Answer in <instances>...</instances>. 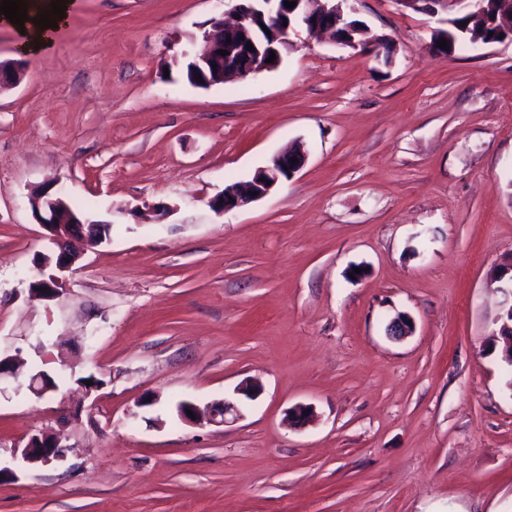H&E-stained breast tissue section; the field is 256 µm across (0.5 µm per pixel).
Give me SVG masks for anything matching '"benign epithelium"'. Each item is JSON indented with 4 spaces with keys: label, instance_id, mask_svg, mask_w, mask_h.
<instances>
[{
    "label": "benign epithelium",
    "instance_id": "obj_1",
    "mask_svg": "<svg viewBox=\"0 0 512 512\" xmlns=\"http://www.w3.org/2000/svg\"><path fill=\"white\" fill-rule=\"evenodd\" d=\"M296 5L290 9L285 0H228L233 21L224 17L210 19L204 31L205 51L192 59V64L201 75L197 85L203 88L221 85L229 74L242 78L272 70L280 65L283 53L292 46L291 34L303 27L313 37L322 33L331 36L334 43L356 49L362 45L357 36L362 29L349 20L346 9L348 0H295ZM405 8L419 13L434 15L440 11L454 14L465 13L472 20H483L482 29L471 35L485 43L494 39L487 37V30L493 29L503 35V40L512 42V0H497L499 8L489 16L485 11L486 0H398ZM253 49H248L247 44ZM226 55H220V51ZM275 55L272 63L267 62L270 55ZM217 68H212L215 63ZM297 163L290 162V159ZM306 154L295 151L279 154L270 163L259 169L253 178L245 183H232L210 202V207L217 212H226L243 208L250 203L268 195L282 181L290 179L304 165ZM33 214L39 224L48 231V239L56 246L54 255L45 258V264H54V273L47 279L34 284L31 291L45 297L60 296V285L66 273L79 259V254L72 250L71 241L84 239L86 235L80 227L92 223V220L74 211L62 196L55 193L38 192L33 196ZM414 322L406 314L392 319L387 326L388 336L400 339L413 332ZM193 416H188L187 411ZM179 416L194 425H222L226 415H240L238 405L224 401L201 408L186 401L178 406ZM23 462L29 465L49 466L64 458V450L59 438L43 432L38 443L28 439L25 445L16 449Z\"/></svg>",
    "mask_w": 512,
    "mask_h": 512
}]
</instances>
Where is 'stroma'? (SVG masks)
I'll list each match as a JSON object with an SVG mask.
<instances>
[{
  "mask_svg": "<svg viewBox=\"0 0 512 512\" xmlns=\"http://www.w3.org/2000/svg\"><path fill=\"white\" fill-rule=\"evenodd\" d=\"M77 4L36 56L0 25L24 63L0 88V354L58 383L0 381V512H512V43L444 54L447 13L352 0L388 58L301 28L276 69L204 89L182 52L222 0ZM298 142L291 179L210 207ZM44 186L111 224L55 300L30 290ZM247 380L238 419L179 418ZM49 431L65 459L24 464Z\"/></svg>",
  "mask_w": 512,
  "mask_h": 512,
  "instance_id": "stroma-1",
  "label": "stroma"
}]
</instances>
